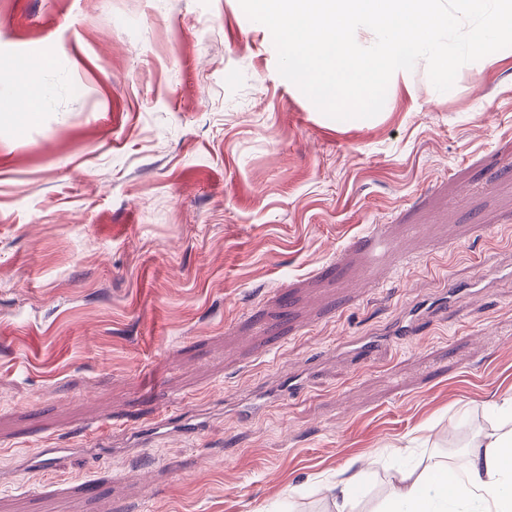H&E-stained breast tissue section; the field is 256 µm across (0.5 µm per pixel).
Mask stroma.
Masks as SVG:
<instances>
[{"mask_svg":"<svg viewBox=\"0 0 512 512\" xmlns=\"http://www.w3.org/2000/svg\"><path fill=\"white\" fill-rule=\"evenodd\" d=\"M29 61L37 111H0V512H332L346 478L377 512L394 470L467 462L512 396V48L444 93L418 61L348 120L239 0H0V73ZM165 408L200 433L141 438Z\"/></svg>","mask_w":512,"mask_h":512,"instance_id":"obj_1","label":"stroma"}]
</instances>
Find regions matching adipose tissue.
<instances>
[{
  "label": "adipose tissue",
  "mask_w": 512,
  "mask_h": 512,
  "mask_svg": "<svg viewBox=\"0 0 512 512\" xmlns=\"http://www.w3.org/2000/svg\"><path fill=\"white\" fill-rule=\"evenodd\" d=\"M495 409L503 426L472 439L463 470L437 462L400 472L388 512H512V397Z\"/></svg>",
  "instance_id": "1"
}]
</instances>
